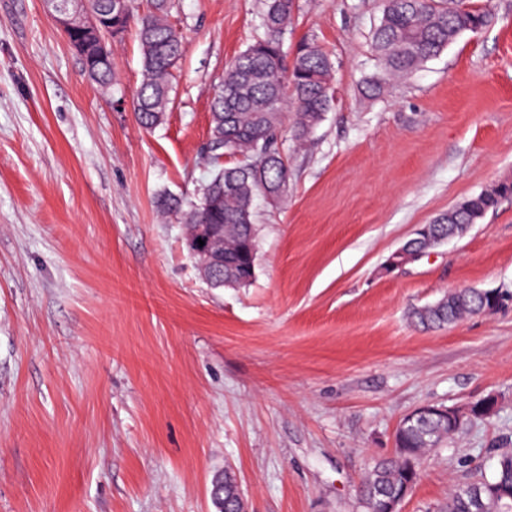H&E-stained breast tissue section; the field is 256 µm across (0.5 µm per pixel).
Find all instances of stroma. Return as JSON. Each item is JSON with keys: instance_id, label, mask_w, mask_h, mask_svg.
<instances>
[{"instance_id": "35a3bbf8", "label": "stroma", "mask_w": 512, "mask_h": 512, "mask_svg": "<svg viewBox=\"0 0 512 512\" xmlns=\"http://www.w3.org/2000/svg\"><path fill=\"white\" fill-rule=\"evenodd\" d=\"M491 25L365 94L381 0H296L287 43L334 63L315 133L284 129L288 197L256 199V277L213 288L183 224L211 171L212 88L260 35L261 0H180L186 50L155 130L133 110L134 33L100 88L42 0H0V512H216L232 468L245 512H362L360 484L425 405L493 396L422 460L399 512L512 438V309L441 330L409 311L467 288L512 290V197L406 264L420 225L512 179V0Z\"/></svg>"}]
</instances>
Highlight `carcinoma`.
Wrapping results in <instances>:
<instances>
[{
    "label": "carcinoma",
    "instance_id": "cac0c4a2",
    "mask_svg": "<svg viewBox=\"0 0 512 512\" xmlns=\"http://www.w3.org/2000/svg\"><path fill=\"white\" fill-rule=\"evenodd\" d=\"M103 17H112V36L121 38L131 28L138 41L142 83L135 109L140 125H160L157 113L171 104L173 72L184 54L181 34L171 23L179 0H147L138 12L135 0H122V11H109L113 0H94ZM295 0H263L260 26L264 36L249 44L225 68L210 104V138L207 145L213 165L211 177L201 188L199 204L185 207L173 194L157 199L158 208L176 216L182 224L224 225V280L227 288L250 285L251 264L256 261V227L252 205L266 190L288 191L290 172L279 140L293 111L292 133L300 141L320 125L332 102L334 64L313 35L294 44L292 61H286L284 37L292 24ZM492 15L464 0H383L382 16L372 32L375 57L380 68L368 82L373 96L383 92L386 81L404 76L440 55L465 33L486 28ZM77 54L89 78L103 87L116 80L115 67L96 60L89 51ZM292 97L286 98L285 88ZM270 161L260 171L253 162L262 148ZM226 155L238 157L224 165ZM512 195V182L472 195L448 213L423 225V232L409 240L411 247L428 251L439 238L459 236L495 208L499 200ZM497 289H464L443 295L437 301L410 310L412 323L425 329L452 325L467 315L498 311ZM463 422L448 413L427 416L417 422L401 421L395 432V455L377 461L368 472L360 491L364 512H386L387 503L403 486L414 487L420 478L423 456L448 443L462 429ZM495 459L492 474L479 470L455 485L441 512H512V499L498 495V489H512V448H490ZM218 483L224 488V508L237 512L242 498L235 475L226 470ZM483 491L482 508L475 505L471 487Z\"/></svg>",
    "mask_w": 512,
    "mask_h": 512
}]
</instances>
